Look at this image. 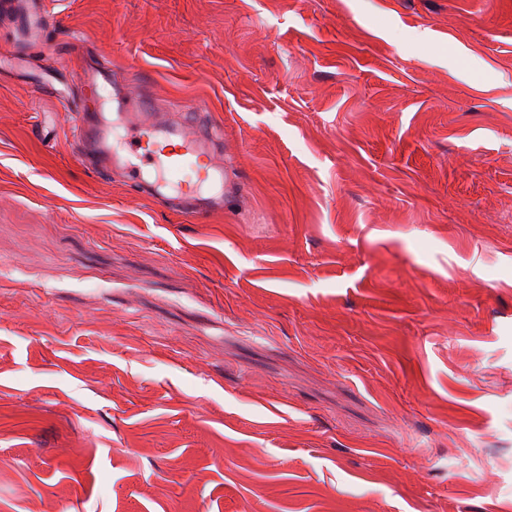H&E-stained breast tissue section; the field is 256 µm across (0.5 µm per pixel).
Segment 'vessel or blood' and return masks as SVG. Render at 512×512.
Masks as SVG:
<instances>
[{
    "label": "vessel or blood",
    "mask_w": 512,
    "mask_h": 512,
    "mask_svg": "<svg viewBox=\"0 0 512 512\" xmlns=\"http://www.w3.org/2000/svg\"><path fill=\"white\" fill-rule=\"evenodd\" d=\"M14 14L30 41H37L43 23L35 0H16ZM117 110L112 121L85 114L77 143L80 154L101 159L106 169L122 171L142 192L163 197L184 212L223 210L224 165L211 131L156 118L144 97L119 99Z\"/></svg>",
    "instance_id": "1"
}]
</instances>
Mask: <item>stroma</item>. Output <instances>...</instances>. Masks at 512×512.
<instances>
[{
	"label": "stroma",
	"instance_id": "1",
	"mask_svg": "<svg viewBox=\"0 0 512 512\" xmlns=\"http://www.w3.org/2000/svg\"><path fill=\"white\" fill-rule=\"evenodd\" d=\"M43 10L18 64L0 7V512H512V0ZM116 88L222 129L223 212L81 160Z\"/></svg>",
	"mask_w": 512,
	"mask_h": 512
}]
</instances>
